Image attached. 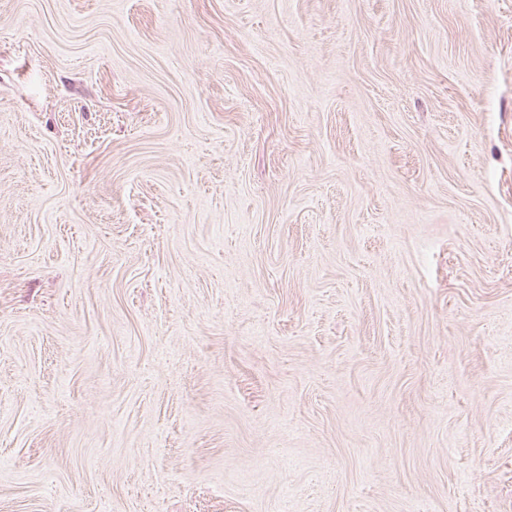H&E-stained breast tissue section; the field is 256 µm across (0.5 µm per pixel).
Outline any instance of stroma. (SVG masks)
Here are the masks:
<instances>
[{
	"label": "stroma",
	"instance_id": "1",
	"mask_svg": "<svg viewBox=\"0 0 512 512\" xmlns=\"http://www.w3.org/2000/svg\"><path fill=\"white\" fill-rule=\"evenodd\" d=\"M0 512H512V0H0Z\"/></svg>",
	"mask_w": 512,
	"mask_h": 512
}]
</instances>
